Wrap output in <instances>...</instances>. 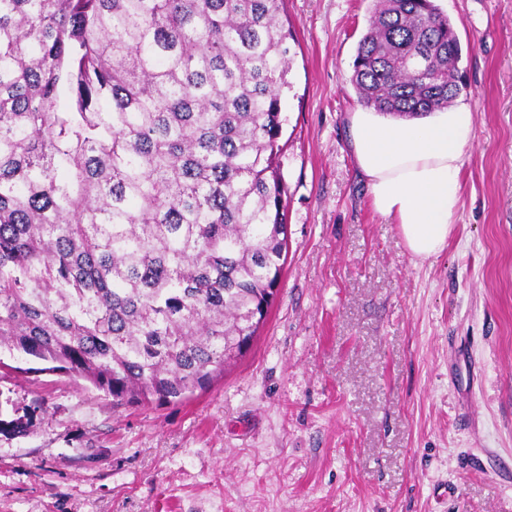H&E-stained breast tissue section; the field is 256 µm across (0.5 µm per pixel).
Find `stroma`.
<instances>
[{
  "mask_svg": "<svg viewBox=\"0 0 512 512\" xmlns=\"http://www.w3.org/2000/svg\"><path fill=\"white\" fill-rule=\"evenodd\" d=\"M476 116L445 250L372 208L350 82L373 0H284L287 257L206 390L114 405L0 352V512H512V0H437Z\"/></svg>",
  "mask_w": 512,
  "mask_h": 512,
  "instance_id": "1",
  "label": "stroma"
}]
</instances>
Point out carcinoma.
Masks as SVG:
<instances>
[{"mask_svg": "<svg viewBox=\"0 0 512 512\" xmlns=\"http://www.w3.org/2000/svg\"><path fill=\"white\" fill-rule=\"evenodd\" d=\"M283 2L0 0V349L116 405L224 375L286 261ZM459 49L433 0H376L351 82L442 111Z\"/></svg>", "mask_w": 512, "mask_h": 512, "instance_id": "1", "label": "carcinoma"}]
</instances>
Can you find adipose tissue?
<instances>
[{"mask_svg":"<svg viewBox=\"0 0 512 512\" xmlns=\"http://www.w3.org/2000/svg\"><path fill=\"white\" fill-rule=\"evenodd\" d=\"M475 115L466 106L417 118L351 117L352 153L373 209L399 224L412 255L425 260L448 244L460 208L459 173Z\"/></svg>","mask_w":512,"mask_h":512,"instance_id":"ef3b65f1","label":"adipose tissue"}]
</instances>
